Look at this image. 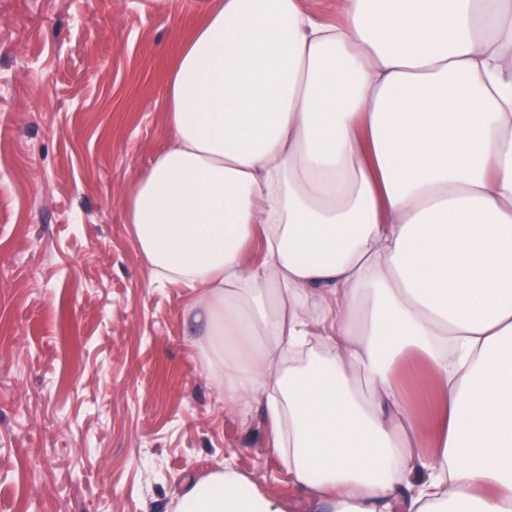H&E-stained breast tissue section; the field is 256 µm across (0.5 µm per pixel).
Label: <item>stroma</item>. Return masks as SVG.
<instances>
[{
  "mask_svg": "<svg viewBox=\"0 0 512 512\" xmlns=\"http://www.w3.org/2000/svg\"><path fill=\"white\" fill-rule=\"evenodd\" d=\"M201 21L200 0H0V512H174L227 464L288 496L262 405H225L194 291L125 220ZM399 378L436 406L416 355Z\"/></svg>",
  "mask_w": 512,
  "mask_h": 512,
  "instance_id": "1",
  "label": "stroma"
}]
</instances>
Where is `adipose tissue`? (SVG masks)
<instances>
[{
    "label": "adipose tissue",
    "instance_id": "adipose-tissue-1",
    "mask_svg": "<svg viewBox=\"0 0 512 512\" xmlns=\"http://www.w3.org/2000/svg\"><path fill=\"white\" fill-rule=\"evenodd\" d=\"M338 2L334 23L205 8L126 195L292 487L228 467L175 512H512V0ZM410 353L428 420L397 380ZM399 378L406 388L411 409L417 412H429L437 405L432 381L416 355H408Z\"/></svg>",
    "mask_w": 512,
    "mask_h": 512
}]
</instances>
